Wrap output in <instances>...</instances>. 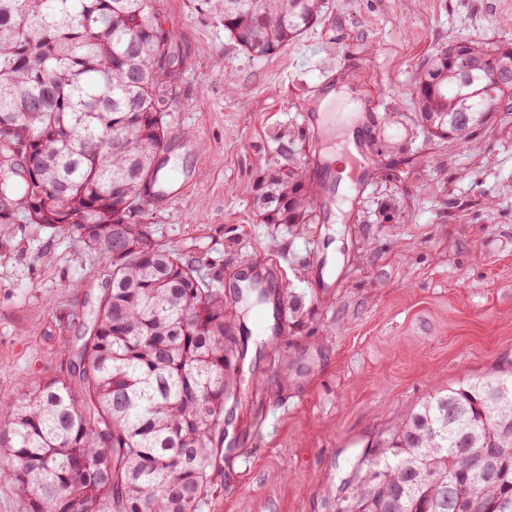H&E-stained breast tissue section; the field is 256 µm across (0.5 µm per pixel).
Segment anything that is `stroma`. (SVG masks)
<instances>
[{
	"label": "stroma",
	"mask_w": 512,
	"mask_h": 512,
	"mask_svg": "<svg viewBox=\"0 0 512 512\" xmlns=\"http://www.w3.org/2000/svg\"><path fill=\"white\" fill-rule=\"evenodd\" d=\"M175 80L160 155L181 160L173 203L146 201L157 243L198 258L236 302L240 273L277 261L278 325L246 322L244 373L214 436L203 512H338L360 459L441 386L512 370V111L449 148L422 126L414 80L448 44L512 46V0H323L273 55L231 41L193 0H153ZM372 116L367 175L348 191L307 133L328 91ZM294 139L331 213L265 223L255 205ZM102 276L81 237L16 215L0 232V399L67 375Z\"/></svg>",
	"instance_id": "1"
}]
</instances>
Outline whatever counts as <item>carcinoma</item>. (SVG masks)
<instances>
[{
  "mask_svg": "<svg viewBox=\"0 0 512 512\" xmlns=\"http://www.w3.org/2000/svg\"><path fill=\"white\" fill-rule=\"evenodd\" d=\"M321 0H195L240 49L275 54L316 20ZM172 37L151 0H0V223L15 206L34 223L76 231L104 270L88 336L68 378L0 401V478L18 512H202L215 433L233 393L232 358L250 333L197 260L141 231L142 181L173 134L165 107ZM435 53L416 85L434 137L468 143L458 122L488 111L473 94L502 54L458 43ZM119 141V146L112 141ZM116 185L125 192L113 191ZM268 224L313 223L304 171L257 187ZM462 448H493L506 478L467 468ZM340 512H502L512 501V372L437 391L379 440ZM427 478L414 485L412 472Z\"/></svg>",
  "mask_w": 512,
  "mask_h": 512,
  "instance_id": "carcinoma-1",
  "label": "carcinoma"
}]
</instances>
